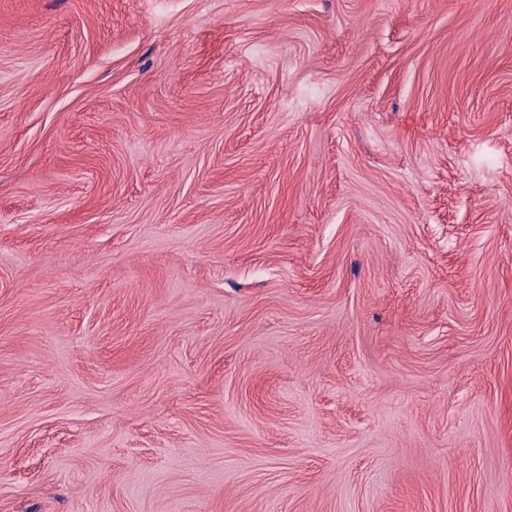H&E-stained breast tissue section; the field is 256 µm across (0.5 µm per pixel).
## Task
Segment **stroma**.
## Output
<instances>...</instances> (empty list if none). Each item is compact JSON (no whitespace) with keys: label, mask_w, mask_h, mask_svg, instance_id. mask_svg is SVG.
Instances as JSON below:
<instances>
[{"label":"stroma","mask_w":512,"mask_h":512,"mask_svg":"<svg viewBox=\"0 0 512 512\" xmlns=\"http://www.w3.org/2000/svg\"><path fill=\"white\" fill-rule=\"evenodd\" d=\"M0 512H512V0H0Z\"/></svg>","instance_id":"1"}]
</instances>
